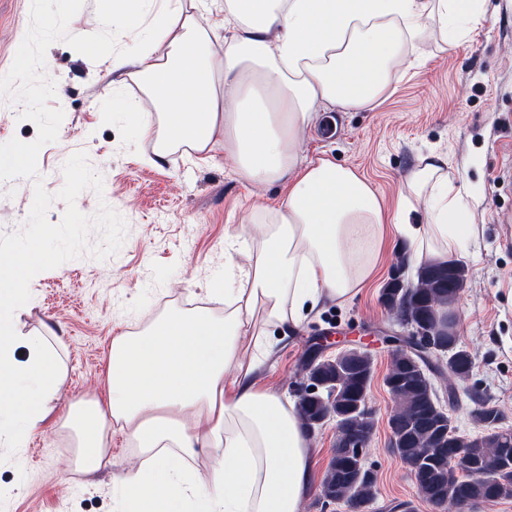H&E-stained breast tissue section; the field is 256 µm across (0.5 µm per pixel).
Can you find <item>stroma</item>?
Returning <instances> with one entry per match:
<instances>
[{
	"label": "stroma",
	"instance_id": "obj_1",
	"mask_svg": "<svg viewBox=\"0 0 512 512\" xmlns=\"http://www.w3.org/2000/svg\"><path fill=\"white\" fill-rule=\"evenodd\" d=\"M31 0H0V75L10 69L30 24ZM385 100L361 110L321 112L300 143L301 156H329L356 168L396 213L406 179L422 160L441 157L445 171L470 215L472 230L455 259L468 281L455 306L457 333L474 362L469 380L454 382L434 372L431 383L458 433L483 428L473 413L479 401L495 406L499 427L512 431V0H485L484 16L465 37L445 47L430 29L406 49ZM58 92L50 100L62 109L55 142L38 155V179L0 183V235L18 231L33 203L35 183L52 194L64 185L63 165L85 152L103 182L87 189L78 209L94 216L107 204L125 221L120 250L106 260L82 256L37 274L30 283L32 306L19 319L21 333L49 324L64 343L65 383L55 401V418L72 404L99 392L105 359L119 329L144 327L173 309L206 304L213 283L227 266L250 262L233 236L248 224L253 206H277L278 185L255 187L239 178L231 159L204 161L182 151L159 153L150 134L129 123L126 104L140 91L124 72L107 74L102 61L76 52L65 41L45 55ZM251 234L259 225L248 224ZM421 261L408 240L390 241L377 277L354 300L321 301L297 330L264 348L256 381L296 400L307 377L308 350L326 343L336 356L360 345L373 361L368 401L376 425L363 455L377 478L376 498L364 512L433 510L418 493L409 470L392 454L388 425L395 403L386 385L392 357L411 335L381 300L392 271L414 281ZM457 401H449V391ZM111 463L95 478L72 467L66 436L47 425L23 448L0 446V512H123L121 479L139 462L120 428L112 430Z\"/></svg>",
	"mask_w": 512,
	"mask_h": 512
}]
</instances>
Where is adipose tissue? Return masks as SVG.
Instances as JSON below:
<instances>
[{
	"mask_svg": "<svg viewBox=\"0 0 512 512\" xmlns=\"http://www.w3.org/2000/svg\"><path fill=\"white\" fill-rule=\"evenodd\" d=\"M482 2L224 0L223 24L204 30L196 14L205 0H167L160 10L155 0H98L103 17L140 36V48L110 56L109 69H129L144 99L127 116L156 149L210 161L222 153L252 185L284 190L279 206L256 211L264 229L248 242L250 267L212 290L223 314L178 310L114 336L101 396L63 422L89 476L109 462L110 427L120 423L142 457L122 480L126 512H299L312 486L308 436L288 398L255 380L249 347L298 328L322 298L359 295L392 237L445 261L471 232L442 165L426 163L407 184L426 223H411L403 204L390 224L356 170L301 160L300 136L320 112L386 95L428 25L455 45ZM147 107L158 120L143 121ZM43 261L33 243L0 257V439L15 448L52 421L66 375L52 328L16 330ZM201 450L204 474L192 466Z\"/></svg>",
	"mask_w": 512,
	"mask_h": 512,
	"instance_id": "ef3b65f1",
	"label": "adipose tissue"
}]
</instances>
